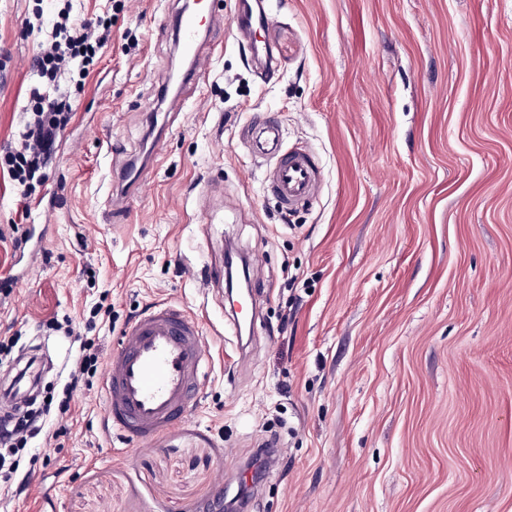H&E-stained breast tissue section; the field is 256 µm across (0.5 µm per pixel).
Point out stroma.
<instances>
[{
    "instance_id": "stroma-1",
    "label": "stroma",
    "mask_w": 512,
    "mask_h": 512,
    "mask_svg": "<svg viewBox=\"0 0 512 512\" xmlns=\"http://www.w3.org/2000/svg\"><path fill=\"white\" fill-rule=\"evenodd\" d=\"M239 0H216L200 79L161 95L183 0H0V150L17 139L30 64L62 9L111 39L34 198L0 175V336L39 350L52 385L74 351L50 318L101 302L111 353L168 301L200 319L210 361L186 422L132 454L75 400L42 476L0 512H224L219 472L251 473L240 512H512V0H263L253 58ZM278 121L320 183L282 215L246 138ZM143 165L113 206L111 171ZM254 259L253 331L201 271Z\"/></svg>"
}]
</instances>
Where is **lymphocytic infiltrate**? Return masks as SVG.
<instances>
[{
	"label": "lymphocytic infiltrate",
	"instance_id": "lymphocytic-infiltrate-1",
	"mask_svg": "<svg viewBox=\"0 0 512 512\" xmlns=\"http://www.w3.org/2000/svg\"><path fill=\"white\" fill-rule=\"evenodd\" d=\"M111 23L105 18L79 19L59 13L53 29L33 61L41 80L31 90L24 112L23 131L17 146L0 151V171L34 194L46 180V168L59 144L62 131L73 118L69 99L81 89L97 52L109 40ZM48 329L72 337L76 350L65 367L60 389H48L38 408L15 414H0V493L19 496L33 484L34 469H21L22 455L33 441L51 442L53 415H71L72 402L81 391L91 390L92 379L102 365L95 338L72 325L47 321Z\"/></svg>",
	"mask_w": 512,
	"mask_h": 512
}]
</instances>
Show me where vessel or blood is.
Listing matches in <instances>:
<instances>
[{"instance_id":"vessel-or-blood-1","label":"vessel or blood","mask_w":512,"mask_h":512,"mask_svg":"<svg viewBox=\"0 0 512 512\" xmlns=\"http://www.w3.org/2000/svg\"><path fill=\"white\" fill-rule=\"evenodd\" d=\"M205 8L180 12L179 42L197 56L202 29L210 24ZM255 152L274 159L269 189L280 210L291 212L308 201L317 185L309 152L284 150L277 123L266 119L252 128ZM208 354L201 322L175 303L158 302L129 321L110 354L102 383L103 422L119 439L150 442L184 421L200 394Z\"/></svg>"}]
</instances>
